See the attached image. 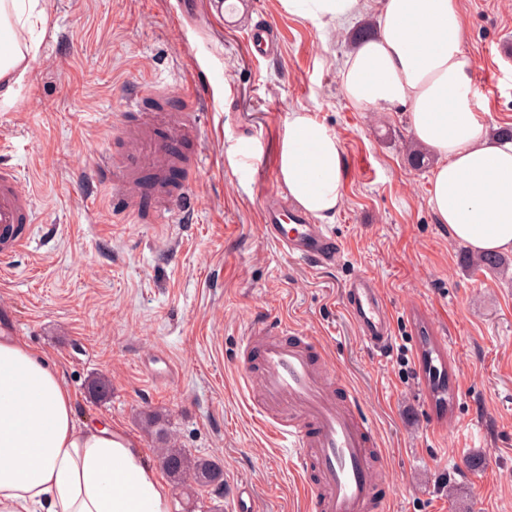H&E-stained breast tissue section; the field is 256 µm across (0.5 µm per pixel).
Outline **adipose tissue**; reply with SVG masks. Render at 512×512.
Instances as JSON below:
<instances>
[{"label":"adipose tissue","instance_id":"obj_1","mask_svg":"<svg viewBox=\"0 0 512 512\" xmlns=\"http://www.w3.org/2000/svg\"><path fill=\"white\" fill-rule=\"evenodd\" d=\"M318 29L369 10L378 33L339 69L357 109H408L414 140L437 157L429 204L452 240L512 251V141L492 138L472 87L458 0H281ZM289 197L319 219L342 203L340 142L295 111L279 145ZM75 394L53 358L0 336V512H169L170 488L111 423L79 425Z\"/></svg>","mask_w":512,"mask_h":512}]
</instances>
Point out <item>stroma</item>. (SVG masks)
Listing matches in <instances>:
<instances>
[{"instance_id": "1", "label": "stroma", "mask_w": 512, "mask_h": 512, "mask_svg": "<svg viewBox=\"0 0 512 512\" xmlns=\"http://www.w3.org/2000/svg\"><path fill=\"white\" fill-rule=\"evenodd\" d=\"M44 0L45 19L12 21L36 44L10 104H0V157L34 194L26 255L0 264V322L59 360L76 418L112 420L145 460L173 438L220 466L224 489L172 488L170 512H233L239 485L259 512H308L293 452L256 422L240 383L241 332L257 314L314 336L357 393L383 450L387 512H512V264L464 263L429 205L431 167H413L404 112L361 111L338 70L345 29L318 30L280 0H256L280 35L275 57L253 56L212 0ZM464 50L484 83L482 115L512 128V0H460ZM214 106L198 118L201 167L157 180L185 191L195 221L114 215L112 191L86 198L96 153L118 151L123 123L154 112L147 91L177 90L194 67ZM144 97L130 109L131 90ZM332 130L345 162L342 206L329 228L344 249L333 269L288 261L261 230L266 196L284 193L277 148L290 112ZM372 276L393 324L378 360L343 306L346 283Z\"/></svg>"}]
</instances>
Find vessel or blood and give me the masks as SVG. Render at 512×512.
Segmentation results:
<instances>
[{
  "label": "vessel or blood",
  "instance_id": "vessel-or-blood-1",
  "mask_svg": "<svg viewBox=\"0 0 512 512\" xmlns=\"http://www.w3.org/2000/svg\"><path fill=\"white\" fill-rule=\"evenodd\" d=\"M225 29L248 28L251 49L261 56L273 52V32L253 23L256 0H214ZM209 101V81L197 75L182 93V107L160 112L125 127L122 154L104 152L92 168L97 186L111 187L117 212L141 213L139 173L170 167L196 170L199 159L186 155L181 144L199 137L198 110ZM178 192L166 183L155 188L156 219L182 211ZM34 221V197L14 170L0 163V260L8 261L29 246L24 233ZM263 234L292 261L312 268L339 265L343 250L326 225L278 198L262 209ZM344 305L367 349L384 357L392 343V317L371 277L360 273L346 284ZM311 337L287 320L253 318L240 342L239 362L246 387L257 388L256 411L263 425L296 451V468L311 474L307 487L310 512H379L380 474L374 458L372 426L358 409L357 397L337 396L344 382L329 363L312 354Z\"/></svg>",
  "mask_w": 512,
  "mask_h": 512
}]
</instances>
